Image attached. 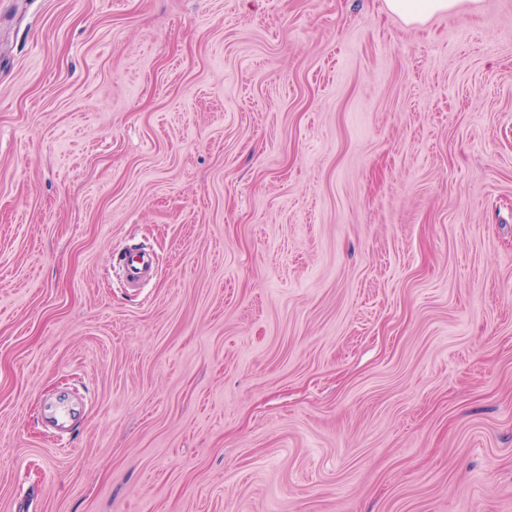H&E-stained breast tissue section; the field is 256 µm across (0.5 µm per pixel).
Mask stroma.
<instances>
[{"label":"stroma","mask_w":512,"mask_h":512,"mask_svg":"<svg viewBox=\"0 0 512 512\" xmlns=\"http://www.w3.org/2000/svg\"><path fill=\"white\" fill-rule=\"evenodd\" d=\"M0 512H512V0H0ZM464 0H385L390 12L402 17L408 24H422L438 13H450ZM120 263L128 273L127 284L129 288H142L147 275L151 272V266L145 259V253L127 250L122 253Z\"/></svg>","instance_id":"stroma-1"}]
</instances>
